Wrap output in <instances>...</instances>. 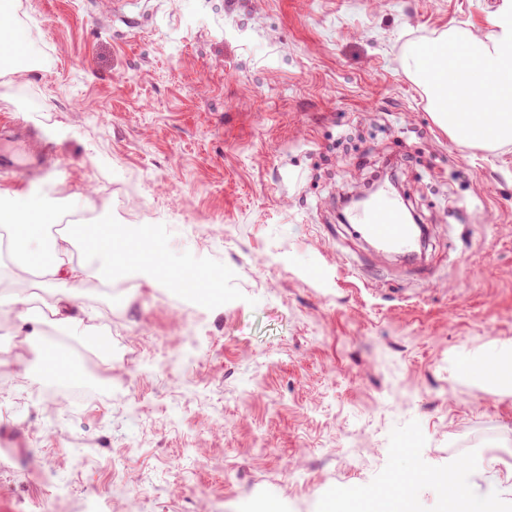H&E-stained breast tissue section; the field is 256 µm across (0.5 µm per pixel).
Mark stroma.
<instances>
[{"instance_id":"stroma-1","label":"stroma","mask_w":512,"mask_h":512,"mask_svg":"<svg viewBox=\"0 0 512 512\" xmlns=\"http://www.w3.org/2000/svg\"><path fill=\"white\" fill-rule=\"evenodd\" d=\"M500 0H13L34 69L0 72V116L53 144L34 185L166 247L170 278L86 279L74 345L109 395L47 404L0 288V512H330L338 492L483 466L512 505V141L460 146L404 62L491 31ZM421 223L425 271L352 238L336 202L385 162ZM208 281L199 298L173 277Z\"/></svg>"}]
</instances>
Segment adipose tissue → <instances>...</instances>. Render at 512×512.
<instances>
[{"label": "adipose tissue", "mask_w": 512, "mask_h": 512, "mask_svg": "<svg viewBox=\"0 0 512 512\" xmlns=\"http://www.w3.org/2000/svg\"><path fill=\"white\" fill-rule=\"evenodd\" d=\"M491 25L490 35L471 37L470 52H461L454 41L444 38L433 52H420L405 61L430 94L435 121L462 145L512 138V0H504ZM465 93L480 101V108L462 106ZM54 219V212L36 196L19 199L14 214L0 219L19 268L49 275L66 287L50 315L20 305V328L32 343L40 340L46 322L70 332L81 324L83 309L77 302V288L86 277L101 274L109 278L122 274L125 265L139 262L153 278L167 273L155 241L138 231L117 236L108 224H70L53 237L46 228ZM77 245L97 258L98 266L69 260L70 248ZM440 492L448 512H492V499L474 493L463 472H456L450 484L441 485Z\"/></svg>", "instance_id": "1"}]
</instances>
